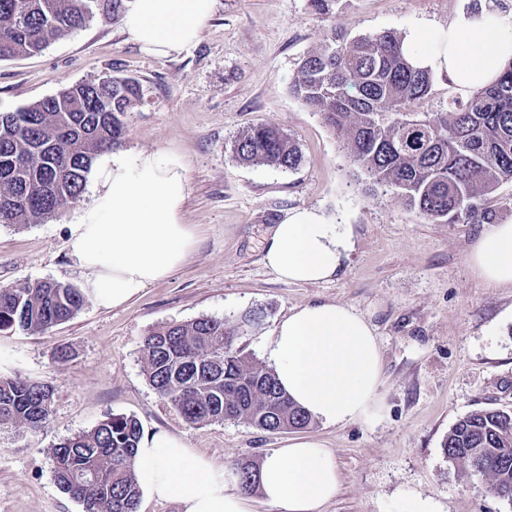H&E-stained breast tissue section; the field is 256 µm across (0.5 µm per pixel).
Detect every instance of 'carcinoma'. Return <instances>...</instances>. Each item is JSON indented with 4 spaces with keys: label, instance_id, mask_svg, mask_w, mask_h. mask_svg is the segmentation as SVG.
<instances>
[{
    "label": "carcinoma",
    "instance_id": "carcinoma-1",
    "mask_svg": "<svg viewBox=\"0 0 512 512\" xmlns=\"http://www.w3.org/2000/svg\"><path fill=\"white\" fill-rule=\"evenodd\" d=\"M93 0H0V59L34 54L93 17ZM429 71L413 66L395 31L349 38L332 31L305 56L290 92L346 136L353 162L374 186L397 191L404 204L433 222L492 223L487 206L512 180V64L495 84L448 111H416L429 94ZM142 100L139 83L107 75L76 83L14 112L0 113V223L36 224L77 203L92 164L118 147L125 115ZM233 152L246 165L293 171L298 144L273 125L250 127ZM84 304L72 285L42 280L0 289V330L37 332L71 319ZM264 312L249 310L231 326L201 317L172 322L143 337L149 384L192 425L244 420L270 431L304 429L312 417L279 387L274 370L234 347L245 326ZM48 386L0 377V427L42 428L50 414ZM140 422L107 415L52 451L54 477L82 512H138L141 491L133 461ZM452 465L489 479L512 498V410L487 409L457 420L442 444ZM480 452L477 470L471 456ZM241 488H257L258 465L235 467Z\"/></svg>",
    "mask_w": 512,
    "mask_h": 512
}]
</instances>
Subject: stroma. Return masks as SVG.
Wrapping results in <instances>:
<instances>
[{"mask_svg": "<svg viewBox=\"0 0 512 512\" xmlns=\"http://www.w3.org/2000/svg\"><path fill=\"white\" fill-rule=\"evenodd\" d=\"M512 0H338L329 16L310 0H217L200 39L182 52L152 55L128 42L104 10L40 53L0 60V113L13 112L80 81L136 78L143 101L125 117L123 150L174 153L189 182L186 221L196 227L187 263L127 305L85 300L68 321L42 332L0 331V376L38 381L53 392L47 424L0 428V512H82L54 478L53 447L105 416L138 419L144 433L165 430L214 466L302 435L333 451L341 482L322 512H405L410 497L439 512H512L487 481L451 466L442 441L475 411L512 410V285H492L470 264L484 224L428 221L395 191L369 190L342 135L292 96L289 82L329 29L350 36L415 26L444 27L463 11ZM273 123L298 143L294 171L236 160L238 134ZM40 224H0V288L58 280L83 288L86 273L67 239L83 205ZM319 210L351 249L336 275L318 284L281 281L264 263L274 224L292 209ZM339 302L363 313L378 336L383 411L371 423L269 432L244 421L191 425L146 377L147 331L218 317L236 324L260 309L236 347L268 361L277 325L309 303Z\"/></svg>", "mask_w": 512, "mask_h": 512, "instance_id": "obj_1", "label": "stroma"}]
</instances>
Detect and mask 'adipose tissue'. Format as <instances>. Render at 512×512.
Masks as SVG:
<instances>
[{"label":"adipose tissue","mask_w":512,"mask_h":512,"mask_svg":"<svg viewBox=\"0 0 512 512\" xmlns=\"http://www.w3.org/2000/svg\"><path fill=\"white\" fill-rule=\"evenodd\" d=\"M216 0H132L122 17L128 41L159 55L194 44ZM412 64L447 76L459 96L493 83L512 62V19L494 10L456 14L444 28L404 36ZM91 204L69 230L73 261L87 273L96 305L116 308L168 278L192 254L195 234L184 212L189 197L178 155L127 151L97 157L89 173ZM349 249L313 208H299L272 229L264 260L284 281L317 284L332 277ZM470 263L485 280L512 284V224H497L474 244ZM270 357L281 388L325 423H370L382 412V356L367 318L341 303H312L282 320ZM134 472L142 494L179 504L181 512H248V500L225 469L185 441L158 431L140 441ZM266 502L281 512H319L337 493L330 449L293 438L266 453L258 473Z\"/></svg>","instance_id":"obj_1"}]
</instances>
